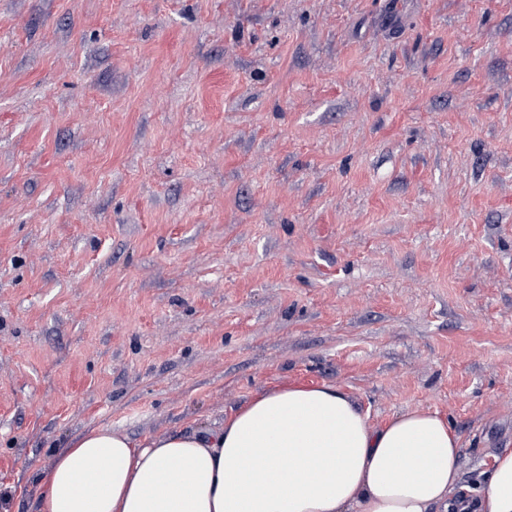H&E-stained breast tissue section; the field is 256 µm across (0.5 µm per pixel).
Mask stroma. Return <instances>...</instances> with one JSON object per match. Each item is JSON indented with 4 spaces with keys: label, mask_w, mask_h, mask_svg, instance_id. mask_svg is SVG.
<instances>
[{
    "label": "stroma",
    "mask_w": 512,
    "mask_h": 512,
    "mask_svg": "<svg viewBox=\"0 0 512 512\" xmlns=\"http://www.w3.org/2000/svg\"><path fill=\"white\" fill-rule=\"evenodd\" d=\"M311 383L512 450V0H0V512Z\"/></svg>",
    "instance_id": "1"
}]
</instances>
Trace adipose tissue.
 Here are the masks:
<instances>
[{
	"instance_id": "ef3b65f1",
	"label": "adipose tissue",
	"mask_w": 512,
	"mask_h": 512,
	"mask_svg": "<svg viewBox=\"0 0 512 512\" xmlns=\"http://www.w3.org/2000/svg\"><path fill=\"white\" fill-rule=\"evenodd\" d=\"M461 457L438 413L378 426L335 385H288L206 429H87L56 453L38 512H512V451L474 496Z\"/></svg>"
}]
</instances>
